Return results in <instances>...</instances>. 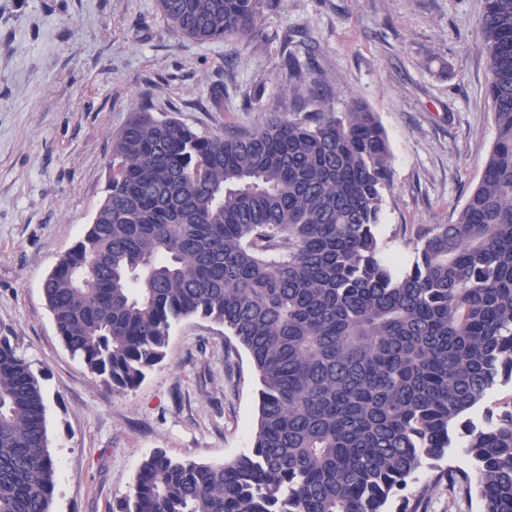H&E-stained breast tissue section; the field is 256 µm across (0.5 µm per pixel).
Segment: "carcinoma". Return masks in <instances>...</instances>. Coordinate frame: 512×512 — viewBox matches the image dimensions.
Masks as SVG:
<instances>
[{
	"mask_svg": "<svg viewBox=\"0 0 512 512\" xmlns=\"http://www.w3.org/2000/svg\"><path fill=\"white\" fill-rule=\"evenodd\" d=\"M264 0H157L172 32L247 45ZM480 50L497 140L450 224L420 228L412 262L381 257L391 176L376 113L270 117L197 132L144 90L111 134L106 196L43 293L64 347L106 389L137 388L172 325L224 326L260 377L249 452L224 463L145 457L112 512H388L423 467L512 512V0H486ZM317 78L285 63L284 93ZM463 430L468 465H440ZM57 464L43 387L0 336V512H50Z\"/></svg>",
	"mask_w": 512,
	"mask_h": 512,
	"instance_id": "carcinoma-1",
	"label": "carcinoma"
}]
</instances>
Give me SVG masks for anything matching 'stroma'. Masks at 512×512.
<instances>
[{
	"label": "stroma",
	"mask_w": 512,
	"mask_h": 512,
	"mask_svg": "<svg viewBox=\"0 0 512 512\" xmlns=\"http://www.w3.org/2000/svg\"><path fill=\"white\" fill-rule=\"evenodd\" d=\"M485 0H266L246 45L175 36L156 0H0V336L45 392L57 463L51 512H112L155 449L221 463L247 453L259 381L243 348L200 317L165 360L115 394L56 334L42 283L105 197L109 136L152 87L159 112L202 133L254 126L283 93L285 57L312 70L334 111L376 112L392 155L379 244L404 268L425 224L455 220L497 138L478 47ZM224 94L223 111L209 101ZM422 468L405 490L427 512H480Z\"/></svg>",
	"instance_id": "35a3bbf8"
}]
</instances>
